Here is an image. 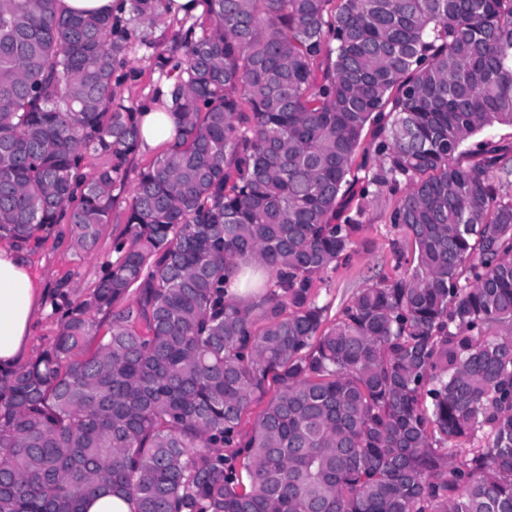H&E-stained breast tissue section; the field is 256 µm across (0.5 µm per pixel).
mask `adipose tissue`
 <instances>
[{
  "label": "adipose tissue",
  "instance_id": "adipose-tissue-1",
  "mask_svg": "<svg viewBox=\"0 0 512 512\" xmlns=\"http://www.w3.org/2000/svg\"><path fill=\"white\" fill-rule=\"evenodd\" d=\"M142 132L141 152L155 151L175 137L174 119L157 105H148ZM44 295L26 258L10 242L0 243V370L9 371L24 358L32 328L44 311Z\"/></svg>",
  "mask_w": 512,
  "mask_h": 512
}]
</instances>
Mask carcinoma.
<instances>
[{"label": "carcinoma", "mask_w": 512, "mask_h": 512, "mask_svg": "<svg viewBox=\"0 0 512 512\" xmlns=\"http://www.w3.org/2000/svg\"><path fill=\"white\" fill-rule=\"evenodd\" d=\"M58 2L0 0V238L62 225L90 254L142 139L115 87L162 0ZM195 2L156 55L177 135L116 259L0 372V512L106 487L135 512H512V150L468 147L512 126V0ZM386 193L399 273L329 323L317 283ZM253 259L262 295H227ZM117 0H59L60 9L67 14H112Z\"/></svg>", "instance_id": "carcinoma-1"}]
</instances>
